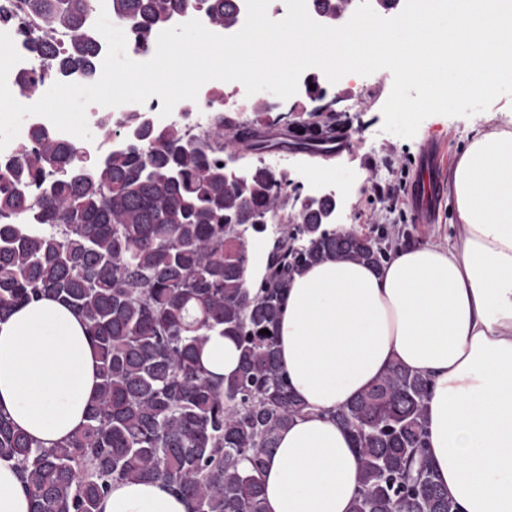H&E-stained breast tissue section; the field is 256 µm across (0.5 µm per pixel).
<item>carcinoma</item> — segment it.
I'll return each mask as SVG.
<instances>
[{
    "mask_svg": "<svg viewBox=\"0 0 512 512\" xmlns=\"http://www.w3.org/2000/svg\"><path fill=\"white\" fill-rule=\"evenodd\" d=\"M100 0H14L0 23L22 20L32 52L47 59L39 78L22 75L27 97L52 75L98 74L101 42L86 33ZM336 19L349 0H310ZM112 17L137 34L146 54L168 18L203 11L223 29L238 25L240 0H107ZM65 30L69 38L55 41ZM255 118L212 113L209 131L188 124L158 129L133 113L112 126L95 116L106 138H122L93 164L81 141L43 125L28 126L18 151L0 167V320L40 298L81 314L99 359V394L87 424L49 448L0 413V459L15 463L30 512H99L112 483L162 481L189 512H265L260 475L280 432L301 416L277 355V322L294 272L326 260L382 265L391 246L376 235L325 228L333 200L289 204L288 174L263 164L234 169V146L260 154L285 149L335 154L329 143L349 117L334 112ZM293 209L280 228L258 289L244 288L247 235L266 231L267 216ZM28 224H45L40 236ZM266 329L270 334L261 333ZM233 339L237 370L216 377L203 364L208 332ZM429 376L389 365L333 417L350 433L359 470L351 512H460L438 483L426 451Z\"/></svg>",
    "mask_w": 512,
    "mask_h": 512,
    "instance_id": "1",
    "label": "carcinoma"
}]
</instances>
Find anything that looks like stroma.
Wrapping results in <instances>:
<instances>
[{
    "instance_id": "1",
    "label": "stroma",
    "mask_w": 512,
    "mask_h": 512,
    "mask_svg": "<svg viewBox=\"0 0 512 512\" xmlns=\"http://www.w3.org/2000/svg\"><path fill=\"white\" fill-rule=\"evenodd\" d=\"M360 83L365 88V99L355 111L350 108L351 88L331 83L324 86L323 105L350 118L347 139L334 155L312 157L274 149L259 156L244 154L242 164L262 160L271 163L274 170H287L293 186L304 196L311 192L316 170L333 168L330 182L344 201L338 223L364 233L386 228L394 243L408 236L418 243L446 242L456 222L447 190H440L429 223L420 222L411 202L423 173L421 155L430 147L438 150V178L444 185L474 130L512 129V96H499L489 112L470 117L431 116L413 138L406 139L383 130L382 108L393 85L391 71L378 70L361 77ZM377 183L397 185L400 192L391 199L379 198L373 192Z\"/></svg>"
}]
</instances>
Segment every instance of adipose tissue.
Listing matches in <instances>:
<instances>
[{
    "label": "adipose tissue",
    "instance_id": "1",
    "mask_svg": "<svg viewBox=\"0 0 512 512\" xmlns=\"http://www.w3.org/2000/svg\"><path fill=\"white\" fill-rule=\"evenodd\" d=\"M447 243L395 248L381 270L328 260L297 272L279 360L304 406L261 481L265 512H349L356 452L337 408L393 362L430 375L426 431L461 512H512V131H476L450 180ZM81 315L43 298L0 320V412L49 447L87 422L99 378ZM101 512H188L158 482L122 481Z\"/></svg>",
    "mask_w": 512,
    "mask_h": 512
}]
</instances>
